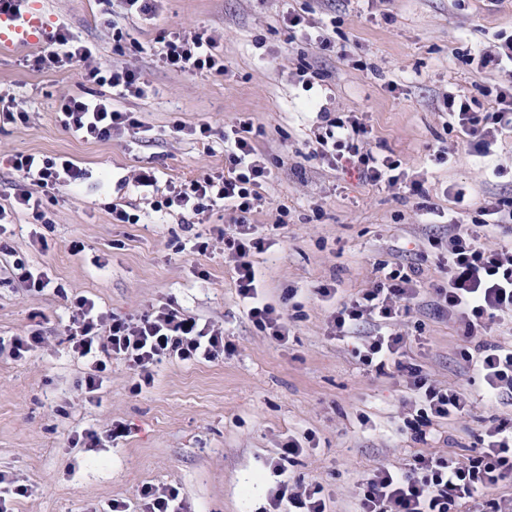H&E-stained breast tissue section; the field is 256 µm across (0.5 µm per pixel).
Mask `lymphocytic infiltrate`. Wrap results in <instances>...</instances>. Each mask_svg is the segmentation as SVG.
I'll list each match as a JSON object with an SVG mask.
<instances>
[{
	"label": "lymphocytic infiltrate",
	"instance_id": "1",
	"mask_svg": "<svg viewBox=\"0 0 512 512\" xmlns=\"http://www.w3.org/2000/svg\"><path fill=\"white\" fill-rule=\"evenodd\" d=\"M91 49L67 31H56L43 44L37 64L40 68H61L85 63V78L111 87L116 95L143 97L147 85L139 71L112 61L91 63ZM164 65L174 70L196 68L224 74V59L216 41L197 34L170 35L161 51ZM490 109L477 108L475 100L446 96L444 108L450 126L458 127L470 139L473 150L490 156L499 132L512 130V84L493 90ZM61 123L84 140L104 141L122 131L142 129L133 113L112 106L110 101H90L68 96L60 104ZM322 131L316 137L317 157L328 165L352 164L367 185L401 187L410 194L424 196L420 181L410 179L400 160L370 145L372 129L357 115L340 117L319 109ZM252 125L240 123L224 134L227 171L216 172L189 182H172L156 211L200 214L217 203L250 213L268 170L251 137ZM20 189L11 208H0V223H9L15 211H23L35 223H47L44 197H57L83 178L84 173L69 157L17 154L12 159ZM475 223L457 225L448 236L446 280L435 289L434 309L438 317L453 320L467 346L462 360L479 378L485 402L493 403L512 395V347L487 340V326L512 315V242L495 249L482 245L480 234L512 223V197L497 199L479 210ZM225 246L234 258V286L254 326L276 340H283L282 314L269 303L261 289L252 256L261 250L262 239L253 237L248 227H240ZM379 279L373 287L341 300L335 289L320 288L319 294L336 301L328 327L346 337L364 320L376 323L373 335L359 339L352 354L363 366L384 372L392 367L405 379L413 394L414 414L406 425L414 440L427 438V427L451 422L470 408L463 392L437 384L422 366L407 359V338L396 331V322L409 316L422 284L418 268L383 262L377 267ZM67 340L72 353L84 358L86 393L100 390L106 359L115 355L129 363L137 380L133 392L154 382L152 367L164 359L181 362L213 361L232 352L224 333L172 305L156 308L140 317H126L102 310L88 297L74 300ZM304 451L298 440H289L270 468L277 478L271 491V512H327L321 485L295 490L284 475L288 465ZM512 482V423L491 426L479 438V446L466 461L452 457L412 455L406 471L379 466L371 470L359 487L357 512H504L501 500L486 498V490Z\"/></svg>",
	"mask_w": 512,
	"mask_h": 512
}]
</instances>
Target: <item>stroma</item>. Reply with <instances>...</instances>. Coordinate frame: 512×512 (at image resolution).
Wrapping results in <instances>:
<instances>
[{
  "label": "stroma",
  "instance_id": "obj_1",
  "mask_svg": "<svg viewBox=\"0 0 512 512\" xmlns=\"http://www.w3.org/2000/svg\"><path fill=\"white\" fill-rule=\"evenodd\" d=\"M40 2L49 30H69L95 58L138 70L151 92L116 99L110 87L86 82L83 66L38 69L34 45L0 55V97L21 96L30 116L0 124V205L18 191L16 154L66 156L85 172L64 201L46 203L50 225L20 213L5 234L17 256L53 281L30 294L0 261V337L32 329L44 336L24 360L0 355V475L29 489L11 512H105L115 499L140 512L146 484L177 488L188 512H261L276 482L270 461L307 434L313 446L289 465L290 485H322L328 512H354L359 484L375 467L405 469L419 451L465 458L490 420L512 421V397L482 400L459 356L465 339L435 315L439 258L425 247L449 225L471 223L485 202L512 196V132L499 135L493 156H478L443 106L452 93L492 107L481 89L506 73L475 72L467 59L512 35V0H149L145 15L124 13L119 0ZM289 10L304 16L302 30L285 25ZM175 30L213 37L225 74L165 67L163 41ZM323 30L334 31L347 57L316 48ZM67 95L113 98L146 130L75 137L57 118ZM321 105L361 116L372 145L422 180L425 199L368 186L355 169L314 158ZM242 120L269 171L249 222L265 242L254 262L266 298L283 312L284 342L260 332L236 294L224 251L236 213L217 204L160 223L152 209L168 182L223 169L224 130ZM202 123L211 128L204 140L189 133ZM442 148L450 161H438ZM141 170L155 172L157 192L135 187ZM423 202L437 214H422ZM115 204L140 223H113ZM383 260L420 269L424 291L399 324L411 336V358L473 403L471 414L428 428L423 442L404 427V378L366 368L352 339L330 336L336 305L316 293L333 285L343 298L373 287ZM78 295L123 316L178 305L223 328L235 351L211 362L162 361L139 394L128 364L112 358L101 389L87 394L85 364L65 341L67 300ZM115 421L128 424V436L106 438ZM83 428L102 432L98 448L70 447L71 432Z\"/></svg>",
  "mask_w": 512,
  "mask_h": 512
}]
</instances>
